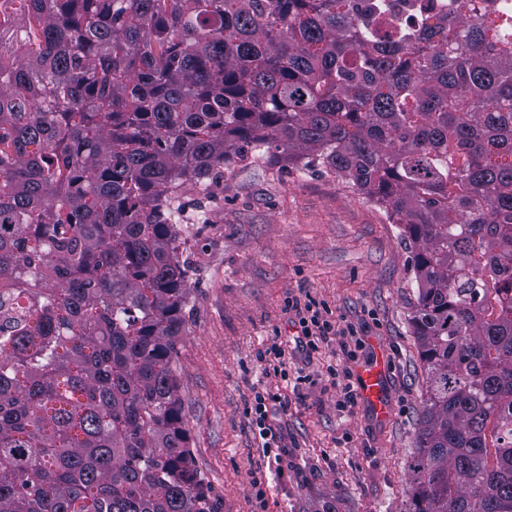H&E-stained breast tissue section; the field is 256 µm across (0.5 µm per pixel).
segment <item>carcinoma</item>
<instances>
[{
  "label": "carcinoma",
  "mask_w": 512,
  "mask_h": 512,
  "mask_svg": "<svg viewBox=\"0 0 512 512\" xmlns=\"http://www.w3.org/2000/svg\"><path fill=\"white\" fill-rule=\"evenodd\" d=\"M0 20V512H220L173 369L189 186L279 157L403 226L407 512H512V3L15 0Z\"/></svg>",
  "instance_id": "carcinoma-1"
}]
</instances>
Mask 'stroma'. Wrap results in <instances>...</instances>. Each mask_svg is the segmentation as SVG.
Returning <instances> with one entry per match:
<instances>
[{
    "instance_id": "stroma-1",
    "label": "stroma",
    "mask_w": 512,
    "mask_h": 512,
    "mask_svg": "<svg viewBox=\"0 0 512 512\" xmlns=\"http://www.w3.org/2000/svg\"><path fill=\"white\" fill-rule=\"evenodd\" d=\"M183 203L201 222L179 234L196 274L173 367L189 446L221 512H312L332 496L340 512H406L425 383L400 225L336 177L265 157L225 166L223 181ZM309 297L336 325L356 326L352 373L384 356L387 416L362 401L338 412L326 375L341 356L336 341L296 348L299 315L288 303ZM274 344L308 381L281 380L263 356ZM260 388L281 396L267 423L285 456L259 502L251 482L268 461L247 410Z\"/></svg>"
}]
</instances>
